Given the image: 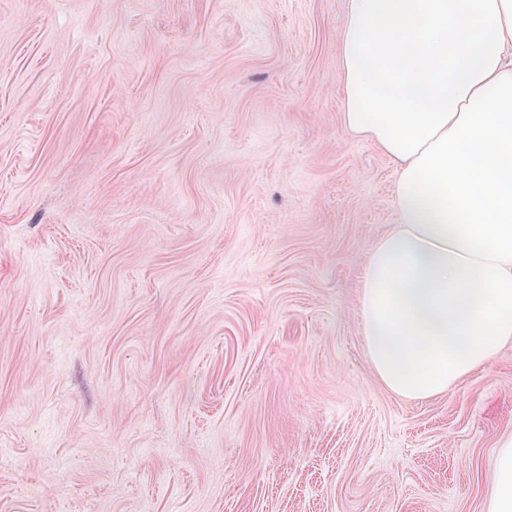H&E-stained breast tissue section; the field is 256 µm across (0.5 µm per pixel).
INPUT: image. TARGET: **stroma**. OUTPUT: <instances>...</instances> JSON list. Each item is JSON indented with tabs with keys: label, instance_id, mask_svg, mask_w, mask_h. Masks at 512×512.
<instances>
[{
	"label": "stroma",
	"instance_id": "obj_1",
	"mask_svg": "<svg viewBox=\"0 0 512 512\" xmlns=\"http://www.w3.org/2000/svg\"><path fill=\"white\" fill-rule=\"evenodd\" d=\"M346 2L0 0V512H487L512 345L367 357Z\"/></svg>",
	"mask_w": 512,
	"mask_h": 512
}]
</instances>
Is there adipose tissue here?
I'll use <instances>...</instances> for the list:
<instances>
[{"instance_id":"1","label":"adipose tissue","mask_w":512,"mask_h":512,"mask_svg":"<svg viewBox=\"0 0 512 512\" xmlns=\"http://www.w3.org/2000/svg\"><path fill=\"white\" fill-rule=\"evenodd\" d=\"M342 123L395 168L360 292L395 395L447 393L512 343V0H348ZM489 512H512V435Z\"/></svg>"}]
</instances>
